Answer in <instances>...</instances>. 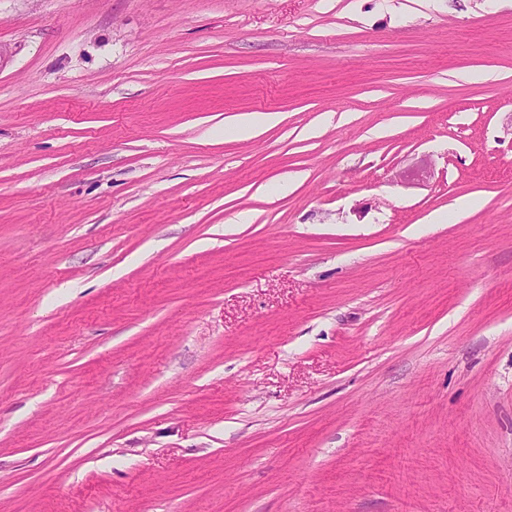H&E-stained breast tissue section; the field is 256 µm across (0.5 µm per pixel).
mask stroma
I'll return each instance as SVG.
<instances>
[{
  "mask_svg": "<svg viewBox=\"0 0 512 512\" xmlns=\"http://www.w3.org/2000/svg\"><path fill=\"white\" fill-rule=\"evenodd\" d=\"M0 45V512H512V0ZM273 119L272 115L263 113L239 116L231 122L229 129L239 137H251L260 126L270 123Z\"/></svg>",
  "mask_w": 512,
  "mask_h": 512,
  "instance_id": "35a3bbf8",
  "label": "stroma"
}]
</instances>
